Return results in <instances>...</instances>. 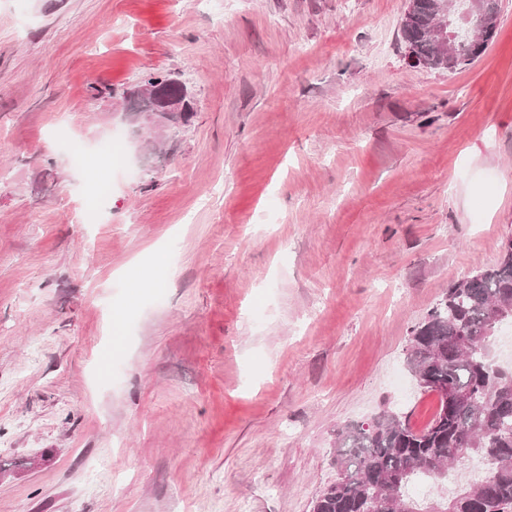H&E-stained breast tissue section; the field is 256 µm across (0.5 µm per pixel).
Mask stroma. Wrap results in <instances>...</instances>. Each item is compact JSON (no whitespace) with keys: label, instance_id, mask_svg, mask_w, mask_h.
Here are the masks:
<instances>
[{"label":"stroma","instance_id":"1","mask_svg":"<svg viewBox=\"0 0 512 512\" xmlns=\"http://www.w3.org/2000/svg\"><path fill=\"white\" fill-rule=\"evenodd\" d=\"M500 5L448 72L406 0H0V512H311L339 428L426 425L409 331L512 237ZM153 73L194 114L148 151ZM169 269L168 257L162 252L155 253L152 263L148 267L135 263L125 268L122 276L128 282V288L131 289L130 299L134 300L140 289L150 287L158 273L166 272Z\"/></svg>","mask_w":512,"mask_h":512}]
</instances>
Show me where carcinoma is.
Returning a JSON list of instances; mask_svg holds the SVG:
<instances>
[{"label": "carcinoma", "mask_w": 512, "mask_h": 512, "mask_svg": "<svg viewBox=\"0 0 512 512\" xmlns=\"http://www.w3.org/2000/svg\"><path fill=\"white\" fill-rule=\"evenodd\" d=\"M438 0H413L403 33L416 63L447 69L429 36ZM512 321V238L498 264L448 286L442 299L410 330L406 353L428 385L442 390L431 420L413 432L408 419L383 412L368 425L346 424L336 433V479L312 502V512H400L416 508L405 489L425 476L437 488L457 462L479 456L488 475L434 502L451 512H506L512 508V370L491 354L497 326Z\"/></svg>", "instance_id": "obj_1"}]
</instances>
